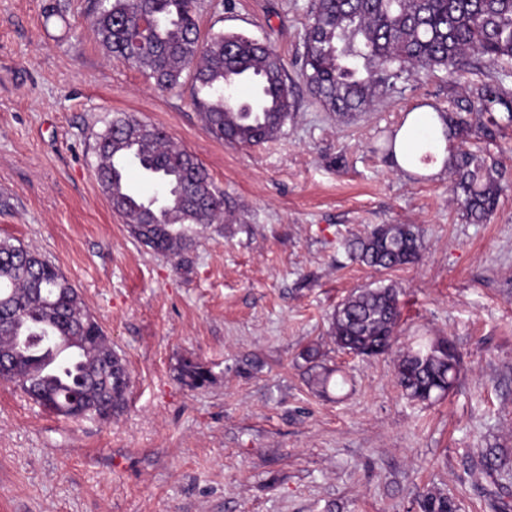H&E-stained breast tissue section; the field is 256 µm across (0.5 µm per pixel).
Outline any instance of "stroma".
Returning a JSON list of instances; mask_svg holds the SVG:
<instances>
[{"mask_svg":"<svg viewBox=\"0 0 512 512\" xmlns=\"http://www.w3.org/2000/svg\"><path fill=\"white\" fill-rule=\"evenodd\" d=\"M311 0H199L202 39L268 43L298 112L281 137H213L189 83L158 90L108 58L90 24L98 0H0V239L50 260L130 365L126 410L66 420L0 382V512H420L423 493L459 512H512V184L484 224L461 220L448 170L391 164L379 143L413 112L453 108L436 71L345 121L300 75ZM131 115L194 153L224 194L182 270L134 240L97 177L96 140ZM413 224L415 267L374 271L343 242ZM390 285L402 318L391 353L361 358L329 335L358 288ZM452 340L456 386L406 399L395 363L420 339ZM334 374L310 388L307 346ZM208 367L186 385L179 367ZM180 376L183 381L192 387H203L210 381V371L198 362L186 360L180 367Z\"/></svg>","mask_w":512,"mask_h":512,"instance_id":"stroma-1","label":"stroma"}]
</instances>
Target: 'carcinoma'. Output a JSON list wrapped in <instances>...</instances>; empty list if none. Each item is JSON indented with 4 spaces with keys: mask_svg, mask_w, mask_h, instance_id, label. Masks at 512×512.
Returning <instances> with one entry per match:
<instances>
[{
    "mask_svg": "<svg viewBox=\"0 0 512 512\" xmlns=\"http://www.w3.org/2000/svg\"><path fill=\"white\" fill-rule=\"evenodd\" d=\"M109 57L146 68L161 91L189 72L194 105L208 131L230 144L278 138L298 101L278 54L242 34L200 39L197 0H106L91 18ZM512 62V0H311L304 34L302 76L322 106L339 117L371 108L398 84L435 70L457 86L463 65ZM494 77L467 86L455 111L439 112L441 137L450 143L452 192L461 218L481 223L497 208L505 172L466 146L470 135L491 138L512 126V88ZM256 90L253 102L235 97L239 84ZM135 146L129 165L155 180L149 197L119 182L116 158ZM97 180L130 235L180 265L194 244L191 227L220 221L224 198L196 156L172 144L158 127L125 115L112 121L96 145ZM348 257L378 271L420 262L423 240L412 224H384L345 243ZM401 318L391 286L357 289L336 309L330 335L341 350L362 357L389 352ZM0 382L19 387L53 414L80 419L94 410L108 420L127 400L130 383L112 380V350L96 319L84 310L72 283L36 252L0 239ZM309 382L325 387L319 350L302 354ZM461 357L447 338L421 341L397 362L403 394L416 401L441 398L455 387ZM183 381L202 387L210 371L186 360ZM490 477L502 474L492 448L477 449ZM421 512H458L456 500L428 492Z\"/></svg>",
    "mask_w": 512,
    "mask_h": 512,
    "instance_id": "cac0c4a2",
    "label": "carcinoma"
}]
</instances>
